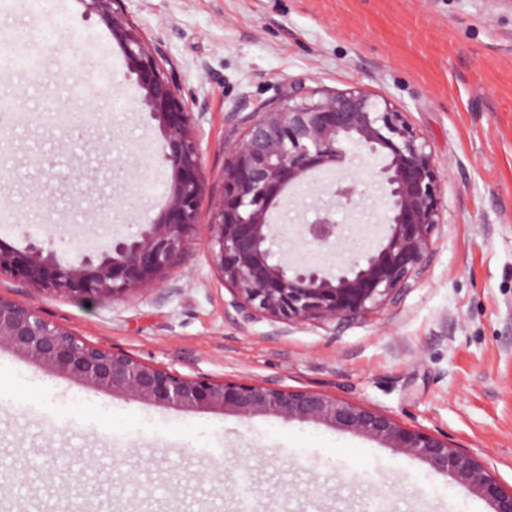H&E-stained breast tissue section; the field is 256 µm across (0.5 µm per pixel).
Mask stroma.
Wrapping results in <instances>:
<instances>
[{
  "label": "stroma",
  "instance_id": "obj_1",
  "mask_svg": "<svg viewBox=\"0 0 512 512\" xmlns=\"http://www.w3.org/2000/svg\"><path fill=\"white\" fill-rule=\"evenodd\" d=\"M167 61L193 114L208 193L241 120L290 82L387 97L448 172L442 222L410 286L374 314L287 325L234 320L231 295L195 231L161 292L110 305L45 296L7 278L0 294L38 306L89 342L186 376L265 381L337 396L447 436L512 486V11L491 0H123ZM0 40L36 59L0 75V238L57 241L60 260L100 257L153 223L171 170L163 134L109 30L79 0H0ZM97 113L81 132L46 118L51 100ZM373 158L355 151L352 204L324 180L273 213L276 258L310 261L301 236L331 208L343 241L384 235ZM0 383L59 406L101 400L112 436L87 419L45 426L0 411V512H456L451 475L351 431L297 419L157 406L49 372L0 346ZM148 420L151 432L131 437ZM210 426L221 459L179 447L174 427Z\"/></svg>",
  "mask_w": 512,
  "mask_h": 512
}]
</instances>
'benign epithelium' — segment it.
<instances>
[{"label": "benign epithelium", "instance_id": "7a95c632", "mask_svg": "<svg viewBox=\"0 0 512 512\" xmlns=\"http://www.w3.org/2000/svg\"><path fill=\"white\" fill-rule=\"evenodd\" d=\"M79 2L85 15L98 17L110 30L142 104L159 122L160 154L172 170L167 202L155 222L114 241L111 252L77 265L58 260L52 238L47 249L35 243L21 249L0 238V278L47 296L108 304L152 292L168 276L198 224L206 183L191 113L160 52L127 18L122 0ZM352 146L382 158L371 178L386 199L385 236L334 276L318 266L274 259L278 232L272 212L288 191L318 173L333 172L338 177L328 186L330 193L346 204L354 200L356 181L342 174ZM224 153L223 189L211 202L205 245L231 293L227 307L243 320L263 316L299 325L365 317L409 286L433 247L445 178L406 113L384 97L360 88L318 95L291 83L282 103L251 113L240 138L224 146ZM303 239L319 251L339 246L331 212L305 225ZM0 345L88 386L156 405L220 409L244 418L274 415L363 434L451 474L463 494L487 500L493 512H512V487L477 456L377 409L270 381L184 376L92 344L37 307L1 294Z\"/></svg>", "mask_w": 512, "mask_h": 512}]
</instances>
